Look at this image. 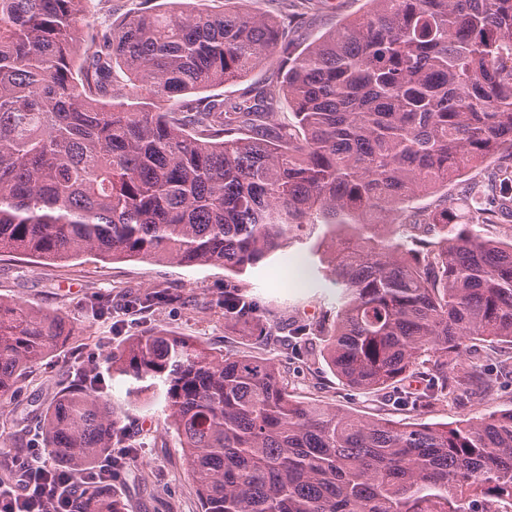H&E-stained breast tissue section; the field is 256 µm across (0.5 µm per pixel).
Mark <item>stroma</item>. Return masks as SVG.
<instances>
[{
    "mask_svg": "<svg viewBox=\"0 0 512 512\" xmlns=\"http://www.w3.org/2000/svg\"><path fill=\"white\" fill-rule=\"evenodd\" d=\"M238 9L294 20L290 37L304 47L341 21L367 10L366 0H239ZM279 94L276 119L285 123L292 114L282 96V73L267 61L239 83L212 88V95L233 99L246 88ZM246 289L255 300V335L224 323V291ZM164 288L168 304L138 311L125 307V296ZM0 297L38 306L67 317L73 334L67 346L37 364L10 400L0 404V456L12 453L18 422L38 417L60 388L84 375L99 376L117 413L121 433L135 445L129 464L113 481L126 512H199L196 485L187 469L177 434L157 400L129 402L127 385L112 377L104 359L131 336L154 331L191 336L227 356L249 353L273 361L295 397L338 407L355 416L399 423L452 425L469 416L512 408V348L473 344L469 359L499 377L492 395L473 390L459 400L445 398L423 408L401 404L400 391H419L425 367H417L402 386L360 393L338 381L317 350L323 336L317 324L323 313H335L336 290L312 272L308 245L294 244L285 259L242 275L219 266H184L140 258L102 259L83 255L64 262L17 254H0ZM111 299L110 317L90 313L99 298Z\"/></svg>",
    "mask_w": 512,
    "mask_h": 512,
    "instance_id": "1",
    "label": "stroma"
}]
</instances>
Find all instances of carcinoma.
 <instances>
[{
	"instance_id": "1",
	"label": "carcinoma",
	"mask_w": 512,
	"mask_h": 512,
	"mask_svg": "<svg viewBox=\"0 0 512 512\" xmlns=\"http://www.w3.org/2000/svg\"><path fill=\"white\" fill-rule=\"evenodd\" d=\"M302 51L291 22L224 0L137 7L91 35L89 0H0V253H85L221 266L242 275L313 239L340 290L322 356L357 390L397 385L428 357L429 394L488 386L468 342L512 346V0H368ZM275 59L271 91L201 97ZM124 70L128 82L114 76ZM470 184L477 223L413 204L488 161ZM170 294L126 299L151 308ZM255 322L224 290V323ZM62 315L0 297V403L71 336ZM128 397L161 399L201 512H512V409L456 427L356 417L299 401L278 368L155 331L108 357ZM116 416L95 376L41 416L68 470L69 512H124L96 476Z\"/></svg>"
}]
</instances>
